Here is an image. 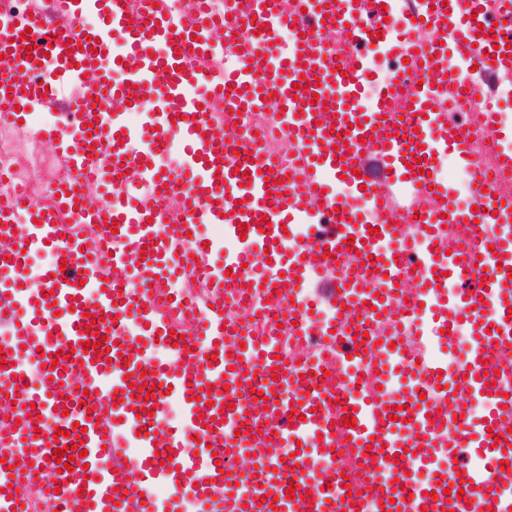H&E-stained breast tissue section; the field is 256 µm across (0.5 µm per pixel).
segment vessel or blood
<instances>
[{"label":"vessel or blood","mask_w":512,"mask_h":512,"mask_svg":"<svg viewBox=\"0 0 512 512\" xmlns=\"http://www.w3.org/2000/svg\"><path fill=\"white\" fill-rule=\"evenodd\" d=\"M253 16L263 34L211 68L223 33ZM497 22L502 37L480 36ZM497 45L505 56L492 57ZM511 75L512 0H223L218 13L210 0L186 13L165 0H49L1 14L0 122L22 119L68 176L52 206L18 189L0 201V512H26L33 484L62 512H175L181 497L198 512H512V480L495 479L512 462V374L484 366L512 345V195L490 187L469 141L475 130L495 139L497 178L511 184L512 135L490 103L475 129L448 119L456 100ZM270 96L288 167L232 133ZM39 108L62 117L34 122ZM173 142L181 186L158 162ZM447 155L472 207L442 176ZM413 210L408 250L398 242ZM445 222L471 230L441 254ZM75 224L98 225L97 243L71 236ZM201 224L218 234L199 236ZM39 253L51 260L31 283ZM189 276L205 297L179 288ZM400 300L444 347L458 324L472 335L465 377L425 361L393 416L387 388L406 355L378 331ZM246 303L288 317L256 335L241 324ZM313 310L337 345L290 362L280 336L306 335ZM102 334L105 357L84 347ZM146 383L152 399L134 398ZM259 384L272 394L263 403L251 400ZM474 400L482 416H465ZM171 401L182 419L169 428ZM259 423L264 438L246 442ZM78 442L87 456L59 470L56 445ZM339 447L354 449L356 476L336 468ZM235 460L238 472L218 467Z\"/></svg>","instance_id":"vessel-or-blood-1"}]
</instances>
